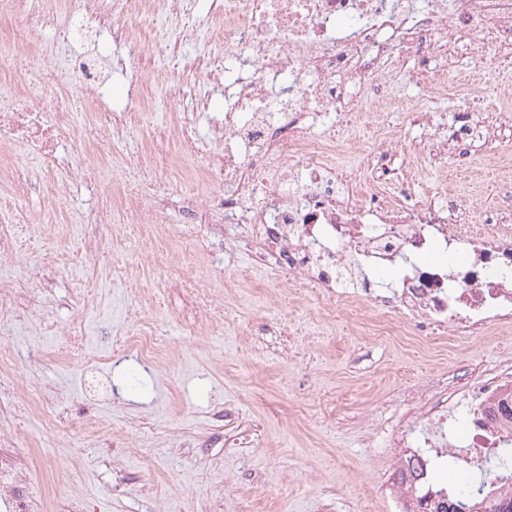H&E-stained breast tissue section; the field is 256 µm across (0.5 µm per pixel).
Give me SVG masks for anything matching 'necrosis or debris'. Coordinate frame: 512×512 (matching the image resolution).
Listing matches in <instances>:
<instances>
[{
  "instance_id": "obj_1",
  "label": "necrosis or debris",
  "mask_w": 512,
  "mask_h": 512,
  "mask_svg": "<svg viewBox=\"0 0 512 512\" xmlns=\"http://www.w3.org/2000/svg\"><path fill=\"white\" fill-rule=\"evenodd\" d=\"M136 14L116 13L111 0H0V199L9 217L12 200L35 192L56 194L59 149L81 130L84 153L68 167L88 195L109 187L124 223L140 228L164 269L171 239L202 242L213 262L240 246L274 262L287 288H304L346 316L362 302L414 335L488 336L512 327V226L486 220L459 223L465 210L457 194L438 201L392 186L380 158H400L416 172L430 156L447 151L473 156L475 142H496L498 129L480 125L470 137L450 131L442 105L467 113L473 100L492 97L502 120L512 119V85L488 86L453 74L450 53L435 55L436 78L427 99L410 109L416 140L403 142L383 125L401 106L399 87L410 53L427 39L456 45L479 37L476 63L512 65V0H214L224 16V55L201 56L198 72L224 98L206 130L197 122L209 97L176 113L170 128L142 143L113 178L116 147L155 107L162 74L145 51L156 39L153 0H137ZM65 41L80 42L91 27L93 46L44 65L39 83L53 92L49 109L30 104L31 85L15 81L24 61L42 52L48 24ZM234 58L228 72L225 58ZM111 73H131L125 101L108 100ZM83 112L72 110L74 91ZM372 128L376 150H365L355 129ZM37 160L43 179L33 183L11 161L15 149ZM364 156L366 175L345 162ZM180 187L144 192L158 170ZM184 222L163 225L170 210ZM451 262L431 263L435 251ZM59 261L0 280V327L45 324L40 305L17 316L14 303L34 282L48 279ZM512 360L469 369L464 377L420 388L409 396L388 435L399 449L401 475L390 492L396 512H420L435 495L430 474L445 458L477 461L512 442ZM31 473L0 459V512H30Z\"/></svg>"
}]
</instances>
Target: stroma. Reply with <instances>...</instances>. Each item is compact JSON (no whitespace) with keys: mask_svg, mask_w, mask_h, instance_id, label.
Segmentation results:
<instances>
[{"mask_svg":"<svg viewBox=\"0 0 512 512\" xmlns=\"http://www.w3.org/2000/svg\"><path fill=\"white\" fill-rule=\"evenodd\" d=\"M192 7L203 34L187 36L179 65L159 44L148 50L155 69L179 78L178 90L159 93L154 131L172 123L181 94L206 92L190 67L196 53L224 51V22L210 0ZM393 177L425 195L462 180L474 203L491 206L512 179V154L490 167L451 152L416 176L397 168ZM90 206L104 221L83 225V234L111 236L112 255L127 256L132 273L102 280L98 258L63 249L52 279L34 289L55 323L79 324L82 333L17 328L8 338L14 373L0 380V453H14L48 485L52 512H357L369 493L375 512H393L384 440L409 391L512 356V329L466 345L399 336L371 306L357 328L325 315L313 294L279 287V274L246 250L216 268L199 253L195 298L157 287L146 241L112 234L120 216L109 193L92 199L72 184L54 204L62 224ZM200 300L223 308V325L189 329ZM142 330L165 344L151 365L130 343ZM31 381L52 389L45 403L54 430L19 411Z\"/></svg>","mask_w":512,"mask_h":512,"instance_id":"1","label":"stroma"}]
</instances>
